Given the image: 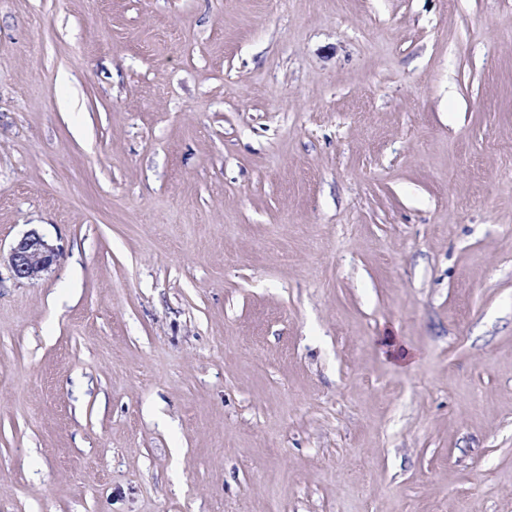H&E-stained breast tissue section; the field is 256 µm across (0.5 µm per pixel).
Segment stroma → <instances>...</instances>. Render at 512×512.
Segmentation results:
<instances>
[{
  "label": "stroma",
  "instance_id": "stroma-1",
  "mask_svg": "<svg viewBox=\"0 0 512 512\" xmlns=\"http://www.w3.org/2000/svg\"><path fill=\"white\" fill-rule=\"evenodd\" d=\"M32 229L0 512H512V0H0ZM58 258V249L38 231L30 230L11 247L7 262L14 279L34 282L41 279Z\"/></svg>",
  "mask_w": 512,
  "mask_h": 512
}]
</instances>
